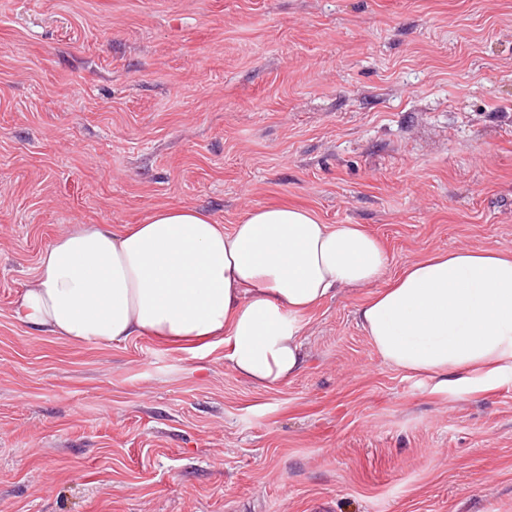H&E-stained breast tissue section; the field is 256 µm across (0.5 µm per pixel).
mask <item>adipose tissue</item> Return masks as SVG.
<instances>
[{"label":"adipose tissue","instance_id":"1","mask_svg":"<svg viewBox=\"0 0 512 512\" xmlns=\"http://www.w3.org/2000/svg\"><path fill=\"white\" fill-rule=\"evenodd\" d=\"M386 267L362 225L303 208L257 207L227 231L201 210L167 207L119 232L80 224L57 238L17 312L72 342L221 344L237 374L274 389L303 366L305 316L340 288H369L358 315L385 362L442 388L512 370L511 251L434 252L381 289Z\"/></svg>","mask_w":512,"mask_h":512}]
</instances>
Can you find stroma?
I'll use <instances>...</instances> for the list:
<instances>
[{
  "mask_svg": "<svg viewBox=\"0 0 512 512\" xmlns=\"http://www.w3.org/2000/svg\"><path fill=\"white\" fill-rule=\"evenodd\" d=\"M359 224L393 279L512 251V0H0V512H512V373L382 361L343 288L259 389L226 350L75 343L42 251L196 207Z\"/></svg>",
  "mask_w": 512,
  "mask_h": 512,
  "instance_id": "35a3bbf8",
  "label": "stroma"
}]
</instances>
